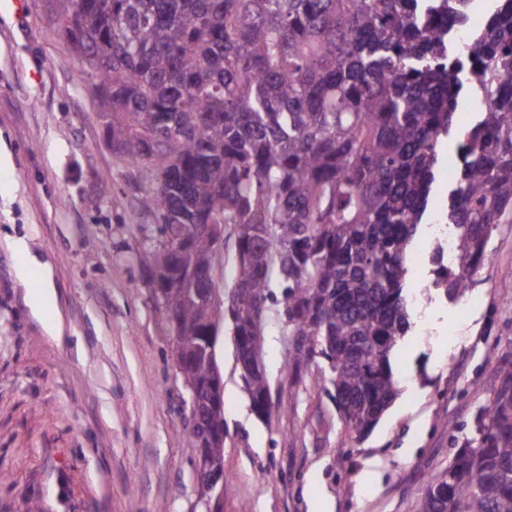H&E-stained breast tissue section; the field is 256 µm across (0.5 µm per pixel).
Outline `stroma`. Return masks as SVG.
I'll use <instances>...</instances> for the list:
<instances>
[{
	"mask_svg": "<svg viewBox=\"0 0 512 512\" xmlns=\"http://www.w3.org/2000/svg\"><path fill=\"white\" fill-rule=\"evenodd\" d=\"M90 84L53 0H0V150L11 158L0 166V512H203L176 339L138 259L155 219L105 141ZM486 257L452 301L431 288V265L410 264L400 393L357 442L330 386L306 370L281 380V288L263 320L269 420L252 411L222 326L221 512H414L512 349V224ZM58 321L56 340L47 328Z\"/></svg>",
	"mask_w": 512,
	"mask_h": 512,
	"instance_id": "obj_1",
	"label": "stroma"
}]
</instances>
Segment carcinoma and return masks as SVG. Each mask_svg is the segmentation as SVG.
<instances>
[{
	"mask_svg": "<svg viewBox=\"0 0 512 512\" xmlns=\"http://www.w3.org/2000/svg\"><path fill=\"white\" fill-rule=\"evenodd\" d=\"M79 1L71 47L112 87L101 104L113 151L151 185L141 204L162 241L141 261L159 279L183 263L211 273L212 241L190 234L171 253L169 230L236 232L235 280L218 313L186 288L162 289L183 381L212 407L187 446L224 465L208 353L222 324L243 352L263 335L273 279L296 340L288 366L317 367L361 440L399 393L391 356L411 329L407 258L466 93L487 107L457 135L444 214L457 266L432 258V286L450 299L470 287L493 232L512 224V0H490L479 36L455 49L438 20L466 24L471 0H54L55 16ZM240 378L254 413L270 419L266 369ZM415 512H512V350L496 361L473 435Z\"/></svg>",
	"mask_w": 512,
	"mask_h": 512,
	"instance_id": "cac0c4a2",
	"label": "carcinoma"
}]
</instances>
